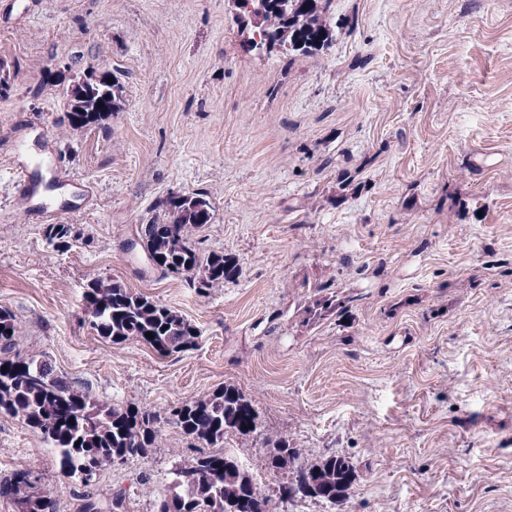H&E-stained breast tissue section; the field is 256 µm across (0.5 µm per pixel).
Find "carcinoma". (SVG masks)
Segmentation results:
<instances>
[{"mask_svg":"<svg viewBox=\"0 0 512 512\" xmlns=\"http://www.w3.org/2000/svg\"><path fill=\"white\" fill-rule=\"evenodd\" d=\"M281 8L266 12L259 21L245 15L237 19L241 34L250 40L261 27L280 42L291 45L288 58L316 55L333 47L331 14L334 0H278ZM301 46H296L297 41ZM67 112L60 124L75 131L97 128L120 108L122 87L96 83L77 104L74 88L66 90ZM159 215L140 228L142 247L154 270L163 276L178 275L198 290L224 285L239 276L236 261L222 253L200 256L191 243L193 232L210 223L211 204L203 193L169 196L158 204ZM47 242L67 250L82 238L70 224H50ZM313 289L314 300L307 312L323 316L336 310L334 300ZM86 320L91 331L112 343L136 340L162 356L198 346L200 333L181 314L153 298L132 291L114 278L92 280L84 295ZM13 313L0 308V415L15 418L40 434L59 456L63 473L87 486L86 462L95 458L98 469L143 456L158 447L160 422L173 424L185 436L214 447L227 434L257 439L266 451L268 468L289 471L286 483L296 498L322 501L343 510L358 480L357 465L342 454H326L315 460L303 457L288 438L262 432L253 404L234 385L190 400L161 416L133 404L112 405L95 401L74 389L59 376L42 355L9 356L18 336ZM154 334V339L146 333ZM80 445H75V442ZM0 495L24 512H56L33 490L29 475L15 472L0 482ZM244 499L248 512H276L277 505L255 482L252 474L231 455L218 452L196 457L173 469L168 493L156 503V512H193L203 502L208 512H229V505Z\"/></svg>","mask_w":512,"mask_h":512,"instance_id":"obj_1","label":"carcinoma"}]
</instances>
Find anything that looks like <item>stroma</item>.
I'll return each mask as SVG.
<instances>
[{
	"label": "stroma",
	"mask_w": 512,
	"mask_h": 512,
	"mask_svg": "<svg viewBox=\"0 0 512 512\" xmlns=\"http://www.w3.org/2000/svg\"><path fill=\"white\" fill-rule=\"evenodd\" d=\"M335 3L333 47L289 60L247 50L228 0H0V307L15 351L160 414L235 385L305 459L352 458L346 512H512V0ZM91 70L122 86L120 111L58 128L65 87ZM17 158L57 188L20 195ZM195 192L213 213L197 251L240 267L204 295L135 245L160 200ZM50 224L83 238L56 250ZM96 277L178 311L198 346L163 357L93 335ZM317 285L345 305L308 323ZM192 445L162 425L146 457L86 486L2 415L0 478L29 471L57 512L118 490L125 512H155ZM223 450L269 495L288 479L253 438ZM0 325H2V330H0L1 351L4 354H9L13 351L19 332L15 316L10 310L0 308ZM8 330H11V333H8Z\"/></svg>",
	"instance_id": "1"
}]
</instances>
